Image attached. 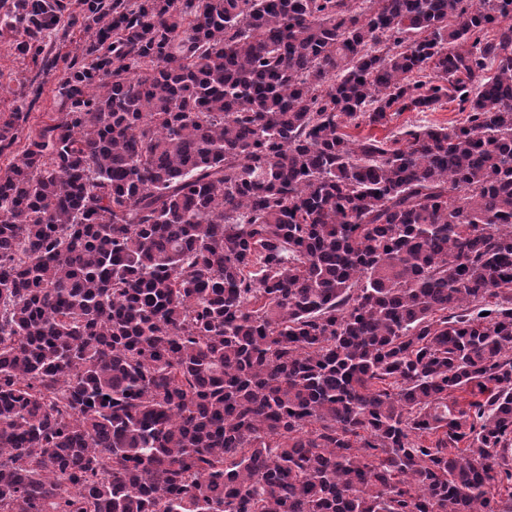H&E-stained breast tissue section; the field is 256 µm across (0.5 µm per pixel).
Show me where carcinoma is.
<instances>
[{"instance_id": "carcinoma-1", "label": "carcinoma", "mask_w": 512, "mask_h": 512, "mask_svg": "<svg viewBox=\"0 0 512 512\" xmlns=\"http://www.w3.org/2000/svg\"><path fill=\"white\" fill-rule=\"evenodd\" d=\"M70 5L0 0L36 96L91 32L0 170V512H512V0ZM58 100L57 80L50 76L41 85L40 96L29 111L28 127L34 129L45 122H49V118L54 115L57 109ZM395 115L386 127L376 126L367 127L364 124L356 129L353 125L344 128L343 131L352 136H363L368 133L376 134L379 138L389 133H397L409 126H434V127H450L463 123L467 113L459 112L455 102L448 103L442 108L428 112H392Z\"/></svg>"}]
</instances>
